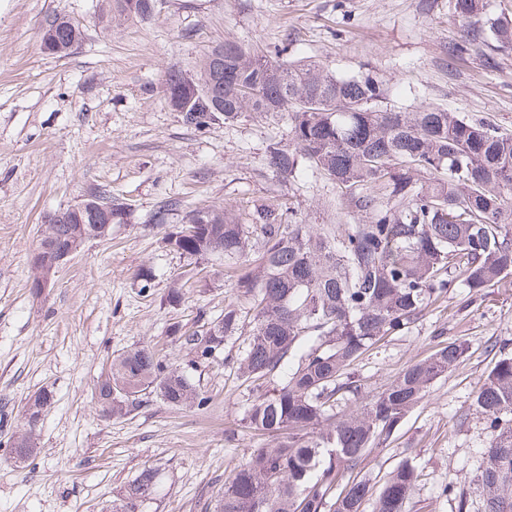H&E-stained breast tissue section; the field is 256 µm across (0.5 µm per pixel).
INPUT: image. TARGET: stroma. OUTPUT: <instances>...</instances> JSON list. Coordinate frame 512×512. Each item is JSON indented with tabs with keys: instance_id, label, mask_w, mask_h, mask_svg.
<instances>
[{
	"instance_id": "1",
	"label": "stroma",
	"mask_w": 512,
	"mask_h": 512,
	"mask_svg": "<svg viewBox=\"0 0 512 512\" xmlns=\"http://www.w3.org/2000/svg\"><path fill=\"white\" fill-rule=\"evenodd\" d=\"M103 0H0V512H112L144 468L156 472L138 512H213L235 466L269 438L248 428L253 383L233 358L243 335L199 364L170 336L248 310L234 281L241 265L191 258L162 239L195 209L235 207L241 223L259 208L286 224H357L364 215L325 176L292 178L267 163L270 142H289L288 115L250 112L196 128L168 106L171 69L196 74L214 47L236 43L264 54L315 60L339 75L376 73L391 107L427 101L512 132V48L459 39L453 0H157L143 22L108 20ZM57 18L82 38L65 56L44 51ZM110 192L128 221L82 246L44 293L31 282L43 216ZM152 268L150 285L137 274ZM184 293L169 304L171 289ZM465 341V357L430 388L368 469L382 478L409 458L420 477L407 512H483L477 481L488 434L473 408L493 365L494 342L512 341V288L449 292L409 332L364 353L353 371L382 391L441 339ZM144 344L190 374L208 403L171 408L156 396L122 418L100 414L94 385L113 355ZM53 400L35 428L38 451L9 457L8 439L27 427L24 405Z\"/></svg>"
}]
</instances>
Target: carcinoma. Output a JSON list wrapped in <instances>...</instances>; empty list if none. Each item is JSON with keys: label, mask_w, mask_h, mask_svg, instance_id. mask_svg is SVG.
<instances>
[{"label": "carcinoma", "mask_w": 512, "mask_h": 512, "mask_svg": "<svg viewBox=\"0 0 512 512\" xmlns=\"http://www.w3.org/2000/svg\"><path fill=\"white\" fill-rule=\"evenodd\" d=\"M156 0H110L118 22L150 17ZM464 36L452 46L469 53L479 26L488 47L512 48V18L489 12L488 0H454ZM57 54L81 39L67 21L50 24ZM181 71L168 72L165 99L178 96ZM202 94L181 102L186 123L203 127L218 113L233 122L247 112H286L291 142L268 146L274 172L293 176L310 167L331 180L365 213L359 224H283L273 210L241 224L230 209L189 215L194 234L173 249L190 257L238 260L247 271L234 283L250 302L248 342L236 359L246 381L277 377L256 390L249 427L272 438L234 469L217 512H405L418 481L401 460L372 483L369 457L392 436L431 385L466 354L446 341L406 366L383 391L367 395L351 372L358 358L387 336L407 331L448 291L463 286L512 288V134L431 104L411 110L382 106L385 90L370 72L338 76L311 60L283 62L240 45L218 46L200 63ZM263 251L249 257L250 238ZM239 309L209 322L210 335L174 330L199 360L224 348L240 326ZM112 380H99L100 410L123 417L153 394L175 407L206 406L208 398L151 345L112 359ZM354 403L339 412V401ZM473 406L486 423L489 448L479 479L484 512H512V352L497 359ZM155 473L144 469L126 487L114 512H137L151 495Z\"/></svg>", "instance_id": "carcinoma-1"}]
</instances>
